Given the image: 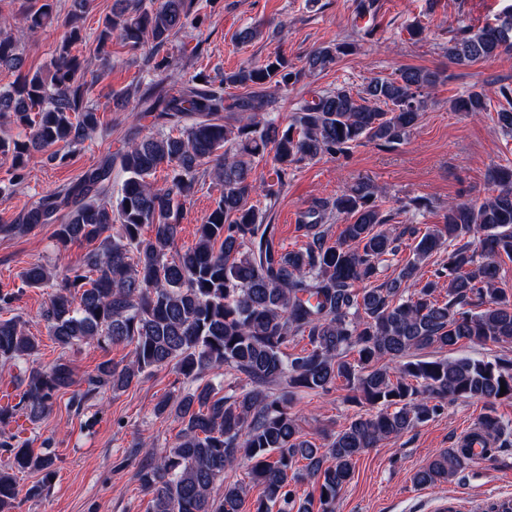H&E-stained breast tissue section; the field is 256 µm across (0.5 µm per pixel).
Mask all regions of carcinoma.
<instances>
[{"label":"carcinoma","mask_w":512,"mask_h":512,"mask_svg":"<svg viewBox=\"0 0 512 512\" xmlns=\"http://www.w3.org/2000/svg\"><path fill=\"white\" fill-rule=\"evenodd\" d=\"M197 3L156 0L146 7L143 0H115L96 29L95 70L76 54L87 41L77 13L88 0H72L64 17L57 0H28L18 19L0 10V72L16 73L0 88V121L19 129L16 135L0 131V159L10 162L14 184L26 180L34 158L63 164L69 150L99 129L88 95L112 69L115 37L133 48L151 43L145 75L135 84L139 112L130 116L136 121L148 114L154 125L144 135L133 133L124 150L77 182L43 196L15 223L0 225L11 235L55 224L60 249L79 240L98 243L60 282L36 262L22 284L52 289L40 318L59 346H133L129 363L104 361L77 384L65 359L37 362L38 343L20 318H0V363L21 372L14 403L0 406V512L14 508L17 474H41L27 490L30 498L41 496L56 474V456L48 451L53 439L31 448L32 440L9 429L14 419L40 421L69 388V405L79 411L169 365L192 389L165 395L154 407L156 415L181 423L174 446L137 443L145 458L136 477L151 495L150 512H312L311 500H297L304 483L318 490L321 512H335L367 449L413 430L449 401H484L487 438L505 445L512 437V426L494 415L498 401L512 400V362L438 356L467 344L512 342V295L497 287L499 258L512 261V164L489 171L493 194L480 202H448L442 223L424 231L412 224L399 232L388 227L392 214L378 203V189L360 182L302 211L307 241L284 249L278 225L267 218L290 176L306 162L345 156L363 144L401 142L425 112L424 91L447 76L406 67L370 79L357 92L320 90L292 115H273V92L350 53L354 43L344 41L315 48L299 69L277 55L224 73L217 86L192 78L172 93L171 58L160 51L202 22ZM55 23L66 35L50 64L26 68L14 28L21 24L33 35ZM511 53L512 7L494 24L461 29L445 47L457 65ZM495 99L497 123L510 137L509 85L473 90L452 100L451 110L478 115ZM268 164L270 180L260 172ZM116 166L119 183L112 179ZM161 167L167 174L159 185ZM207 177L222 192L198 226L195 245L181 251L183 203ZM257 196L267 205L252 203ZM334 216L345 224L332 242L327 221ZM405 236L415 242L413 258L378 282L380 265L398 253ZM430 262L435 269L425 277L421 270ZM298 337L308 348L288 352ZM210 375L243 376L246 384L222 395L220 382L197 385ZM339 381L371 412L318 447L290 412L291 400L299 392L325 395ZM463 453L462 447L440 451L415 472L413 483L447 482L467 466ZM240 466L244 477L224 479ZM255 485L262 494L251 501Z\"/></svg>","instance_id":"carcinoma-1"}]
</instances>
